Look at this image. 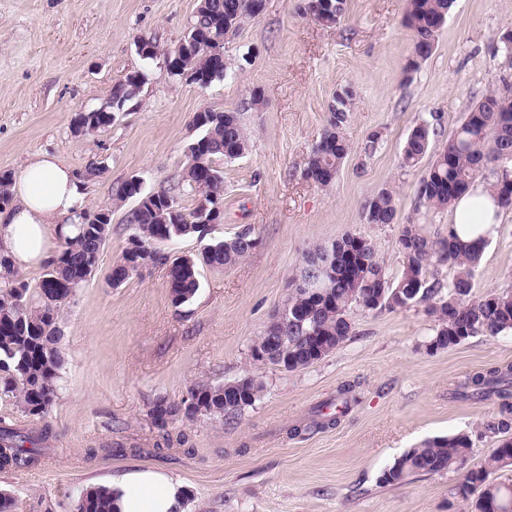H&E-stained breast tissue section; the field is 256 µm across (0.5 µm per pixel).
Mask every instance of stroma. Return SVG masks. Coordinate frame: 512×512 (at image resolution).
Returning <instances> with one entry per match:
<instances>
[{
	"instance_id": "stroma-1",
	"label": "stroma",
	"mask_w": 512,
	"mask_h": 512,
	"mask_svg": "<svg viewBox=\"0 0 512 512\" xmlns=\"http://www.w3.org/2000/svg\"><path fill=\"white\" fill-rule=\"evenodd\" d=\"M304 0H266L226 37L224 77L207 87L173 76L164 58L184 38L198 0H0V173L19 174L46 151L82 179L86 212H112L94 276L60 314L66 369L45 418L0 401V426L49 428L45 462L0 469L13 512H76L80 495L129 466L159 467L186 488L185 512H466L461 474L419 475L399 485L380 476L424 440L468 434L469 464L498 444L484 434L492 401H459L457 381L489 365L512 364V331L474 336L428 351L433 322L423 305L351 310L353 332L327 357L287 372L254 361L251 347L286 301L306 253L352 234L367 239L389 278L402 269L400 225L369 224L363 205L395 193L400 217L447 230L448 215L421 208L417 185L471 108L503 80L512 55V0H455L430 55L415 60L404 19L407 0H347L345 17L326 25L301 12ZM156 46L154 59L137 52ZM144 76L139 94L107 129L74 135L76 113L108 106L113 84ZM355 91L345 133L351 151L326 187L304 170L342 87ZM264 105L253 108L252 90ZM239 113L250 149L216 159L224 177L223 219L206 240L247 231L256 249L237 265L201 272L187 305L170 301L168 270L204 240L161 244V262L120 286L109 277L133 234L136 199L114 190L137 177L157 191L176 184L198 136L196 112ZM434 127L413 168L402 152L419 124ZM512 290V211L485 246L472 294ZM261 377L259 401L234 421L177 423L185 445L161 447L149 418L157 399L178 402L198 383ZM345 384L360 401L337 426L290 435V428L334 399ZM96 449L87 458L88 449Z\"/></svg>"
}]
</instances>
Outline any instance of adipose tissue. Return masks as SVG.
Returning <instances> with one entry per match:
<instances>
[{
    "instance_id": "ef3b65f1",
    "label": "adipose tissue",
    "mask_w": 512,
    "mask_h": 512,
    "mask_svg": "<svg viewBox=\"0 0 512 512\" xmlns=\"http://www.w3.org/2000/svg\"><path fill=\"white\" fill-rule=\"evenodd\" d=\"M11 200L0 208V252L15 267L27 268L47 262L56 253L59 236L71 234L76 213L85 196L76 174L57 158L40 152L30 158L10 187ZM480 205L483 216L466 239H490L500 221L499 210L482 185H474L450 211L451 224L461 213ZM115 512H182L183 485L160 468H134L112 479Z\"/></svg>"
}]
</instances>
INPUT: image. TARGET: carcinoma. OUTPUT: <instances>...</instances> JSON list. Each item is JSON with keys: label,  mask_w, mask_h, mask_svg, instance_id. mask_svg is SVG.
Returning a JSON list of instances; mask_svg holds the SVG:
<instances>
[{"label": "carcinoma", "mask_w": 512, "mask_h": 512, "mask_svg": "<svg viewBox=\"0 0 512 512\" xmlns=\"http://www.w3.org/2000/svg\"><path fill=\"white\" fill-rule=\"evenodd\" d=\"M454 0H408L406 23L413 33L416 57L426 58L423 48H430L448 16ZM250 15L248 0H199L192 23L217 33L224 21H242ZM200 70L216 79L224 68L210 50L201 48L195 54ZM143 74L135 72L112 87V98L126 103L137 96ZM347 115L329 111L328 124L309 158L304 177L327 186L335 178L351 150L344 132ZM192 124L201 130L196 142L207 146V153L188 154L181 178V188L202 196L191 211L183 209L178 196L161 189L157 195L177 209L170 223L157 217L149 206L132 212L129 223L135 233L129 242L139 241L151 248V262L159 259L156 245L177 238L198 236L197 220L205 207L213 206L214 198L224 193V177L214 166V159L226 160L244 156L250 147L248 133L238 113L206 111L194 114ZM434 129L420 124L411 132L403 151L402 164L416 166L428 152ZM488 171L493 181L488 190L497 195L498 203L512 210V83L490 91L468 113L448 144L435 156L431 166L418 182L420 206L438 213L448 210L472 185L476 176ZM366 223H398L397 205L392 191L383 189L363 207ZM111 229L97 224L92 214L83 213L73 235L61 237L56 256L35 287L19 278L12 262L0 255V400L16 403L22 411L44 418L58 398L59 382L65 371L60 349L62 332L60 310L75 294L86 278L84 270L95 265ZM257 241L243 232L232 239L209 243L197 254L175 259L168 271L171 302L180 307L190 303L201 287L200 270L222 271L237 264L256 247ZM402 270L390 280L384 262L363 237L346 235L331 245H319L306 256L314 261L330 248L342 255L355 252V262L332 264L322 270L313 267L304 274H317L325 296L315 299L300 288L290 285L288 309L298 314L296 321L284 325L271 321L258 336L252 350H269L267 363L290 372L303 370L315 363L313 351L327 347L334 351L352 333L350 310L358 305L367 310L382 307L407 308L425 305V312L434 319L433 334L427 343L431 352L460 344L472 336L495 337L512 331V291L490 292L472 297L473 278L480 265L486 242H468L453 231L444 234L409 218L399 238ZM132 251L125 248L115 263L111 282L123 284L132 275L129 262ZM441 266L454 269L453 278L443 287L429 282ZM247 397L228 393L231 386L199 383L192 386L196 403L186 400L171 403L160 399L149 412L153 425L170 441L168 427L178 421H196L203 417L236 419L254 406L262 396V380L241 378ZM459 398L493 400L498 411L483 422L484 431L500 435L499 445L484 461L466 467L472 451L469 435L461 433L423 442L397 458L383 472L381 482L403 483L414 475H433L464 470L459 495L468 502L471 512H512V488L498 481V468L512 461V365L489 366L469 375L457 385ZM358 403L355 386L345 384L336 393V415L323 413L325 402L316 410L317 419L304 427H295L297 434L311 428L324 429L335 425L339 416ZM45 436L0 426V469H27L41 464V444ZM76 512H114L110 491L102 486L86 490L78 501Z\"/></svg>", "instance_id": "obj_1"}]
</instances>
